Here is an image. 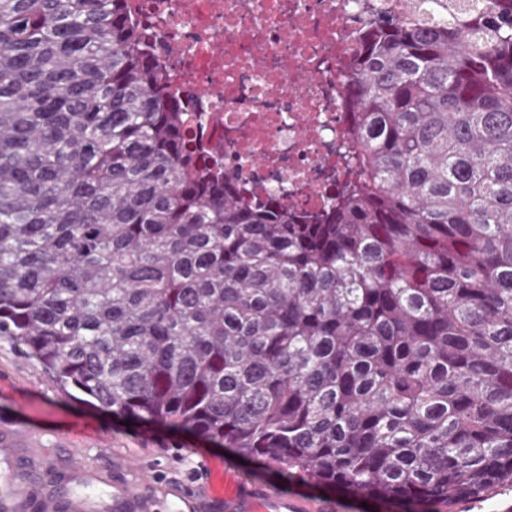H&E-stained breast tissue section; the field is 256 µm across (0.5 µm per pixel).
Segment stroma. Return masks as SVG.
Here are the masks:
<instances>
[{
	"label": "stroma",
	"mask_w": 512,
	"mask_h": 512,
	"mask_svg": "<svg viewBox=\"0 0 512 512\" xmlns=\"http://www.w3.org/2000/svg\"><path fill=\"white\" fill-rule=\"evenodd\" d=\"M0 434L19 447V463L38 456L42 467L56 471L68 465L71 449L85 463L108 472L116 456L132 458L138 471L159 482L198 483L195 463L200 453L223 459L247 477L277 485L288 493L333 500L342 512H447L432 504L362 498L340 491L284 479L281 471L258 464L208 440L161 425L131 422L88 405L63 391L45 370L17 347L0 339Z\"/></svg>",
	"instance_id": "stroma-1"
}]
</instances>
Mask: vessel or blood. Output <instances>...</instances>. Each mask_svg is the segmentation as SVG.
Wrapping results in <instances>:
<instances>
[{
	"mask_svg": "<svg viewBox=\"0 0 512 512\" xmlns=\"http://www.w3.org/2000/svg\"><path fill=\"white\" fill-rule=\"evenodd\" d=\"M12 451L0 452V470L7 485L0 489V512H28L31 501L30 482L26 474L14 468ZM72 478L79 485H105L106 495L93 497L85 493L70 501V512H159L168 497L177 500L176 512H335L333 503L304 498L285 492L275 485L244 478L225 469L223 463L209 457L198 458L196 469L204 477L197 488L185 491L177 487L154 485L152 477L142 483L128 480L133 463L125 457L114 458L111 479L81 463L71 465ZM154 485V494H145L143 485Z\"/></svg>",
	"mask_w": 512,
	"mask_h": 512,
	"instance_id": "1",
	"label": "vessel or blood"
}]
</instances>
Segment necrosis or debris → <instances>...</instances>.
Listing matches in <instances>:
<instances>
[{"label":"necrosis or debris","instance_id":"obj_1","mask_svg":"<svg viewBox=\"0 0 512 512\" xmlns=\"http://www.w3.org/2000/svg\"><path fill=\"white\" fill-rule=\"evenodd\" d=\"M147 26L194 141L249 200L322 212L343 180L345 96L357 35L378 11L431 20L406 0H127Z\"/></svg>","mask_w":512,"mask_h":512}]
</instances>
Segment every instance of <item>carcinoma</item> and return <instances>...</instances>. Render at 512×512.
Masks as SVG:
<instances>
[{
  "mask_svg": "<svg viewBox=\"0 0 512 512\" xmlns=\"http://www.w3.org/2000/svg\"><path fill=\"white\" fill-rule=\"evenodd\" d=\"M345 181L253 205L123 0H0V339L56 384L351 495L512 478V0L369 19Z\"/></svg>",
  "mask_w": 512,
  "mask_h": 512,
  "instance_id": "cac0c4a2",
  "label": "carcinoma"
}]
</instances>
